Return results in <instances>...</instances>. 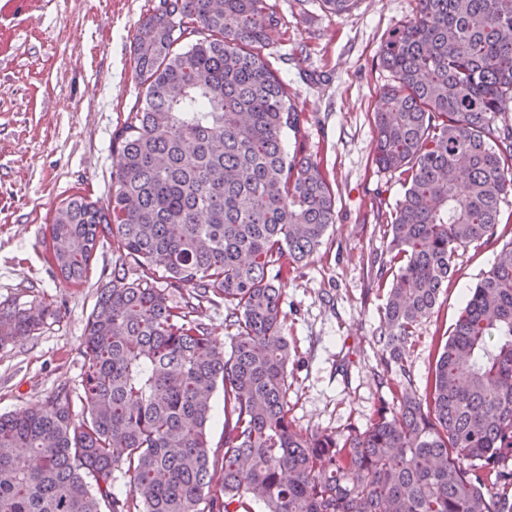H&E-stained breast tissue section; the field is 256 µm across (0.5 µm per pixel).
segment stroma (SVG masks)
I'll list each match as a JSON object with an SVG mask.
<instances>
[{"label":"stroma","instance_id":"stroma-1","mask_svg":"<svg viewBox=\"0 0 512 512\" xmlns=\"http://www.w3.org/2000/svg\"><path fill=\"white\" fill-rule=\"evenodd\" d=\"M159 2L0 0V302L40 300L56 312L37 333L0 346V415L41 406L59 386L80 382L84 329L112 248H97L86 281L67 283L47 262L48 224L73 193L106 204L118 160L113 133L142 91L135 34ZM268 2L286 30L270 61L307 119L285 147L305 143L336 195L333 229L282 283L289 415L300 427L340 432L364 425L403 383L376 377L388 288L375 282L372 263L404 186L373 155L375 118L388 109L393 84L379 48L415 16L418 0H357L345 18L320 0ZM497 254L493 245L459 251L447 290L409 345L416 384Z\"/></svg>","mask_w":512,"mask_h":512}]
</instances>
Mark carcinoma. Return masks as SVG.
<instances>
[{
	"instance_id": "carcinoma-1",
	"label": "carcinoma",
	"mask_w": 512,
	"mask_h": 512,
	"mask_svg": "<svg viewBox=\"0 0 512 512\" xmlns=\"http://www.w3.org/2000/svg\"><path fill=\"white\" fill-rule=\"evenodd\" d=\"M321 2L346 17L355 0ZM281 30L267 0H161L141 21L143 95L115 137L107 205L74 193L49 225L69 283L85 280L97 243L112 245L85 328L83 395L64 386L0 416V512H252L254 501L267 512H512V239L422 388L408 351L457 250L501 239L512 0H420L381 45L395 106L376 116L374 161L405 191L375 273L392 277L375 344L383 372L406 383L395 407L343 433L303 430L288 411L281 282L323 244L336 197L320 162L284 146L302 112L265 54ZM219 299L232 307L228 351L194 318ZM55 315L42 301L0 304V345ZM117 468L130 479L123 498L111 491ZM212 405V420L209 425L211 446L212 450H219L216 446H219L224 433V403L221 389L214 393Z\"/></svg>"
}]
</instances>
